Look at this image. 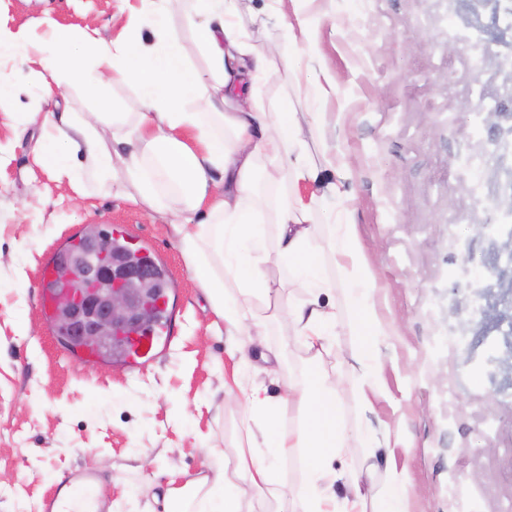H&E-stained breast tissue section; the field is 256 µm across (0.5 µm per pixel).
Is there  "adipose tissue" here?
<instances>
[{
    "mask_svg": "<svg viewBox=\"0 0 512 512\" xmlns=\"http://www.w3.org/2000/svg\"><path fill=\"white\" fill-rule=\"evenodd\" d=\"M305 0H273L285 30L283 42L252 43L237 0H157L147 26L130 21L125 31L103 40L85 33L74 40L50 25L44 31L0 34V53L27 57L37 53L52 82L46 99L65 97L69 88L100 97L105 84L138 90L142 109L121 112L45 113L43 134L34 147L36 162L59 181L82 186V159H90L113 195L172 224L188 267L198 276L224 318L228 336H258L266 317L256 300L279 295L263 266L267 261L264 227H276L277 257L306 290L288 310V325L312 359H321L331 336L352 325L358 336H381L370 273L353 221L349 176L336 148L319 142L321 113L314 107L336 93L334 78L320 61L317 43L303 7ZM183 13L207 57L206 70L190 66L170 19ZM287 73L296 94L266 111L253 83L274 68ZM319 150H312V143ZM286 178L288 191L260 196L259 167ZM336 198V219L320 229L316 214L326 195ZM325 236L336 266L328 278L314 244ZM249 279H239L241 268ZM233 294H225L227 282ZM343 289L345 304L332 301ZM252 417L242 424V451L235 469L250 490L271 492L270 459L258 456L267 430L276 425L266 398L246 395ZM288 398L302 413L300 424L280 433L275 456L297 454L306 463L308 496L286 499L278 512H366L368 496L359 483L336 472L337 456L359 436L336 407V389L308 369L302 383L289 384ZM344 482L347 494L332 491Z\"/></svg>",
    "mask_w": 512,
    "mask_h": 512,
    "instance_id": "ef3b65f1",
    "label": "adipose tissue"
}]
</instances>
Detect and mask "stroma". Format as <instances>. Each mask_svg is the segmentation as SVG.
<instances>
[{"mask_svg": "<svg viewBox=\"0 0 512 512\" xmlns=\"http://www.w3.org/2000/svg\"><path fill=\"white\" fill-rule=\"evenodd\" d=\"M507 0H311L322 17L314 38L336 78L321 109L323 134L350 170L346 188L358 237L378 283L384 343L337 336L322 371L339 383L336 406L367 434H400L410 449H351L337 471L382 493L388 467L407 466L412 512H512V341L475 307L512 310L492 275L500 246L475 232L512 204V26ZM265 0H238L255 43L281 28ZM142 0H0V28L28 29L49 18L73 34L94 25L111 39ZM0 77L22 92L0 112V512H36L72 471L99 475L107 512H171L166 472L182 481L215 475L235 461L246 401L226 402L224 384L261 388L283 426L287 381H300L309 356L288 327L299 282L268 258L281 287L267 308L263 336L234 371L232 339L186 265L171 225L103 188L92 164L84 190L60 183L34 159L40 123L30 113L137 112L133 88H108L105 105L82 89L53 104L37 59L0 58ZM493 111L473 133L467 104ZM121 225L162 259L178 320L170 350L141 372L68 360L63 339L42 321L40 262L88 228ZM385 368L370 409L349 376L359 352Z\"/></svg>", "mask_w": 512, "mask_h": 512, "instance_id": "35a3bbf8", "label": "stroma"}]
</instances>
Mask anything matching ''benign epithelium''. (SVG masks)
I'll return each instance as SVG.
<instances>
[{"label":"benign epithelium","instance_id":"1","mask_svg":"<svg viewBox=\"0 0 512 512\" xmlns=\"http://www.w3.org/2000/svg\"><path fill=\"white\" fill-rule=\"evenodd\" d=\"M511 208H502L495 223L477 225L478 233L500 238L503 263L493 269L512 284ZM60 288L56 321L64 333L89 344L110 345L148 325L153 317L150 297L157 291L155 270L112 249L106 238L85 241L84 253L61 260L55 271Z\"/></svg>","mask_w":512,"mask_h":512}]
</instances>
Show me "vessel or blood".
<instances>
[{"instance_id": "b4317fda", "label": "vessel or blood", "mask_w": 512, "mask_h": 512, "mask_svg": "<svg viewBox=\"0 0 512 512\" xmlns=\"http://www.w3.org/2000/svg\"><path fill=\"white\" fill-rule=\"evenodd\" d=\"M71 252L70 246L55 250L41 267L37 279L38 307L44 317H52L55 309L57 290L53 269L61 259ZM160 312L158 320L142 329L137 337L124 343L120 356L129 372H136L159 358L173 343L177 336V320L172 312L168 297H161L156 303ZM96 477L89 471H77L58 484L55 490L46 495L40 512H72V504H79V512H103L97 500L92 498L91 490Z\"/></svg>"}]
</instances>
